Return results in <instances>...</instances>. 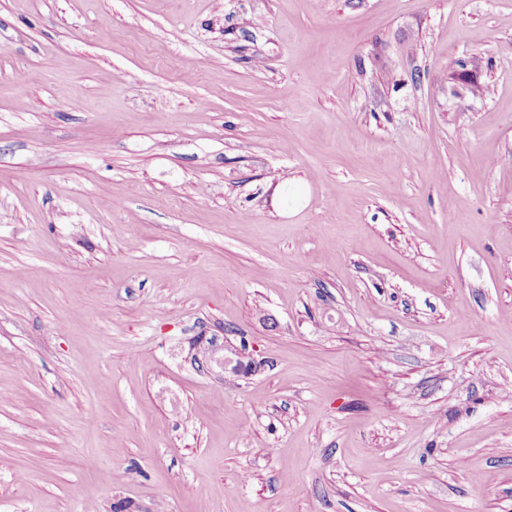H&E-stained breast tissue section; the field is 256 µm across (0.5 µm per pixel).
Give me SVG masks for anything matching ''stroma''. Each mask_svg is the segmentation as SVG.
<instances>
[{
	"mask_svg": "<svg viewBox=\"0 0 512 512\" xmlns=\"http://www.w3.org/2000/svg\"><path fill=\"white\" fill-rule=\"evenodd\" d=\"M0 512H512V0H0Z\"/></svg>",
	"mask_w": 512,
	"mask_h": 512,
	"instance_id": "obj_1",
	"label": "stroma"
}]
</instances>
